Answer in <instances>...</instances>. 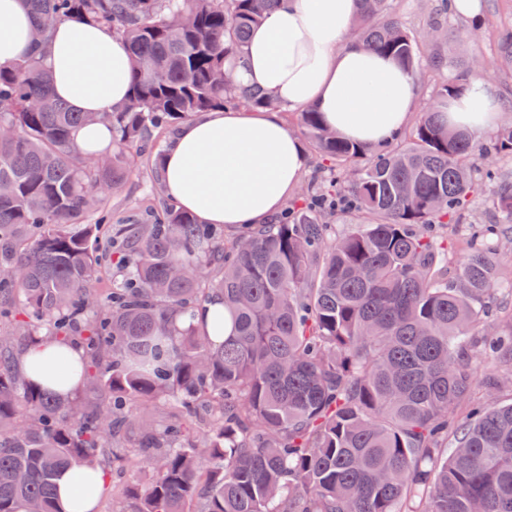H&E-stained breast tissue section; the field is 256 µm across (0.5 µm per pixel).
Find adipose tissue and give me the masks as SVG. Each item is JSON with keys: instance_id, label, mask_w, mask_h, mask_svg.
<instances>
[{"instance_id": "1", "label": "adipose tissue", "mask_w": 512, "mask_h": 512, "mask_svg": "<svg viewBox=\"0 0 512 512\" xmlns=\"http://www.w3.org/2000/svg\"><path fill=\"white\" fill-rule=\"evenodd\" d=\"M358 0H283L256 26L244 48L243 83L261 88L277 109L247 112L224 108L198 113L167 145L162 162L165 193L179 209L203 223H265L295 194L308 166L297 135L281 109L312 106L324 124L346 140L374 149L391 141L408 122L417 84L398 60L366 51L349 36ZM23 0H0V64L40 52L55 95L78 112L121 108L129 93L126 43L110 28L78 19L58 24L42 49L29 38ZM501 111L497 89L482 79L466 83L442 107L444 124L472 135L493 127ZM73 366L55 380L59 357ZM84 350L62 341H39L18 356L28 380L66 399L83 387ZM81 466L56 479L60 512H92L84 496Z\"/></svg>"}]
</instances>
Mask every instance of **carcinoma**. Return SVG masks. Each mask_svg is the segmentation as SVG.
<instances>
[{"label":"carcinoma","mask_w":512,"mask_h":512,"mask_svg":"<svg viewBox=\"0 0 512 512\" xmlns=\"http://www.w3.org/2000/svg\"><path fill=\"white\" fill-rule=\"evenodd\" d=\"M278 0H26L39 44L72 18L112 27L129 48L130 94L76 112L39 57L0 66V512H58L55 477L74 463L125 475L117 512H512V402L474 400L481 361L512 372V284L496 255L512 238V189L477 168L483 145L445 128L440 100L470 73L512 70V31L495 59L469 62L403 142L372 158L300 113L318 162L284 216L224 229L177 209L102 236L101 195L118 187L154 129L200 112L276 109L233 77L251 29ZM436 21L409 33L391 0H361L360 42L419 76ZM112 126L88 156L76 127ZM512 156V125L493 145ZM492 191L503 221L452 258L460 218ZM354 214L338 235L329 219ZM116 259L112 288H92ZM220 296L224 334L190 319ZM75 340L84 395L59 400L19 378L12 348ZM173 401L163 427L132 407ZM140 425L137 443L128 430Z\"/></svg>","instance_id":"cac0c4a2"}]
</instances>
